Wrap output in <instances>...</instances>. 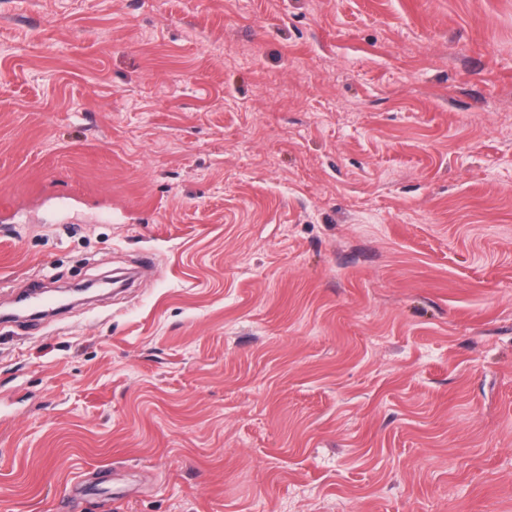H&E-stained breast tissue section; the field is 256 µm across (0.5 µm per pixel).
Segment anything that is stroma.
Wrapping results in <instances>:
<instances>
[{"mask_svg": "<svg viewBox=\"0 0 512 512\" xmlns=\"http://www.w3.org/2000/svg\"><path fill=\"white\" fill-rule=\"evenodd\" d=\"M0 512H512V0H0Z\"/></svg>", "mask_w": 512, "mask_h": 512, "instance_id": "stroma-1", "label": "stroma"}]
</instances>
